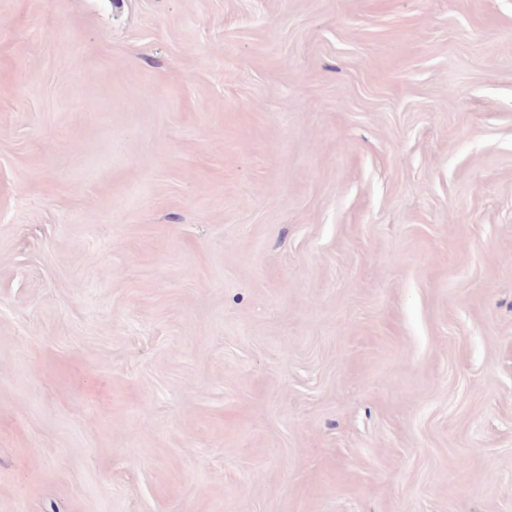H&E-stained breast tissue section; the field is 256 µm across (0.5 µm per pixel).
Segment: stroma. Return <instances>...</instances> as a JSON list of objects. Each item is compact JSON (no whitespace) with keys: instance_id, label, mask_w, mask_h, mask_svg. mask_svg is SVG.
<instances>
[{"instance_id":"obj_1","label":"stroma","mask_w":512,"mask_h":512,"mask_svg":"<svg viewBox=\"0 0 512 512\" xmlns=\"http://www.w3.org/2000/svg\"><path fill=\"white\" fill-rule=\"evenodd\" d=\"M0 512H512V0H0Z\"/></svg>"}]
</instances>
